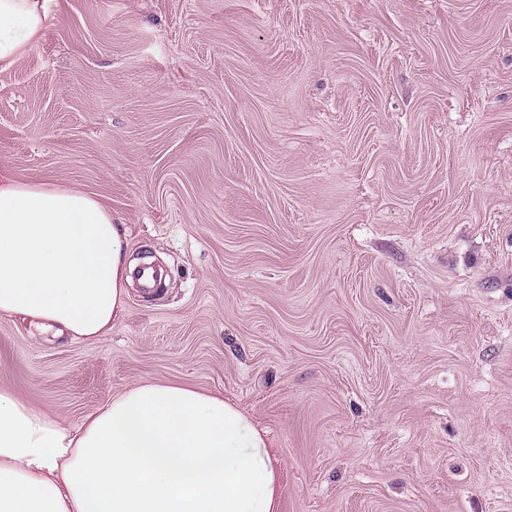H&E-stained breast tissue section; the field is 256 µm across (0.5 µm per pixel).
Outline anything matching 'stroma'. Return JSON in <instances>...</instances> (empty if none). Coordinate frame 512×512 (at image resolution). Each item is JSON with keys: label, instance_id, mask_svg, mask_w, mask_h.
I'll use <instances>...</instances> for the list:
<instances>
[{"label": "stroma", "instance_id": "obj_1", "mask_svg": "<svg viewBox=\"0 0 512 512\" xmlns=\"http://www.w3.org/2000/svg\"><path fill=\"white\" fill-rule=\"evenodd\" d=\"M0 163L154 256L109 336L0 315V386L78 424L223 393L281 512H512V0H51Z\"/></svg>", "mask_w": 512, "mask_h": 512}]
</instances>
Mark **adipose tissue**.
<instances>
[{"label":"adipose tissue","instance_id":"obj_1","mask_svg":"<svg viewBox=\"0 0 512 512\" xmlns=\"http://www.w3.org/2000/svg\"><path fill=\"white\" fill-rule=\"evenodd\" d=\"M50 0H0V73L53 22ZM136 267L98 199L0 164V314L69 340L122 317ZM272 443L218 393L143 381L79 424L0 390V512H279Z\"/></svg>","mask_w":512,"mask_h":512}]
</instances>
